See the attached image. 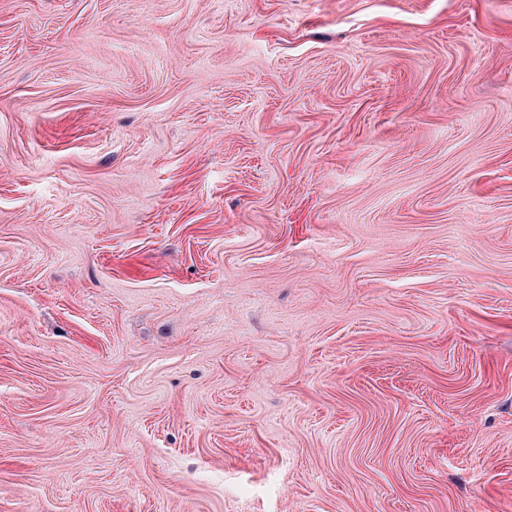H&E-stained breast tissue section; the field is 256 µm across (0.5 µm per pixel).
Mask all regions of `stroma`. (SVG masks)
<instances>
[{"label":"stroma","instance_id":"stroma-1","mask_svg":"<svg viewBox=\"0 0 512 512\" xmlns=\"http://www.w3.org/2000/svg\"><path fill=\"white\" fill-rule=\"evenodd\" d=\"M0 512H512V0H0Z\"/></svg>","mask_w":512,"mask_h":512}]
</instances>
